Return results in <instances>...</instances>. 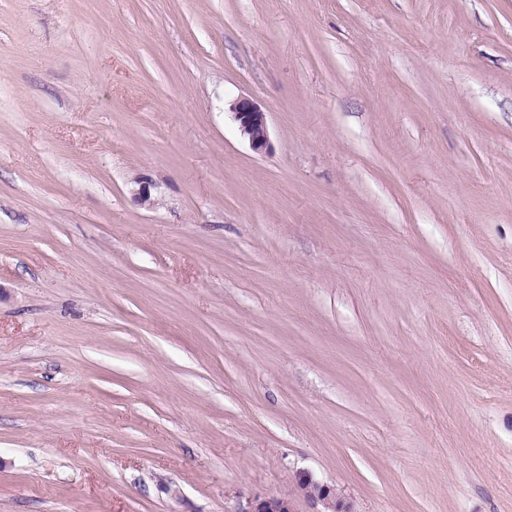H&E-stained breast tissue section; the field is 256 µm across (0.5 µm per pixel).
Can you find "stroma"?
Returning <instances> with one entry per match:
<instances>
[{
	"label": "stroma",
	"instance_id": "obj_1",
	"mask_svg": "<svg viewBox=\"0 0 512 512\" xmlns=\"http://www.w3.org/2000/svg\"><path fill=\"white\" fill-rule=\"evenodd\" d=\"M302 470L512 512V0H0V512ZM228 110L253 151L263 153L270 149L266 112L257 101L247 97L236 98Z\"/></svg>",
	"mask_w": 512,
	"mask_h": 512
}]
</instances>
